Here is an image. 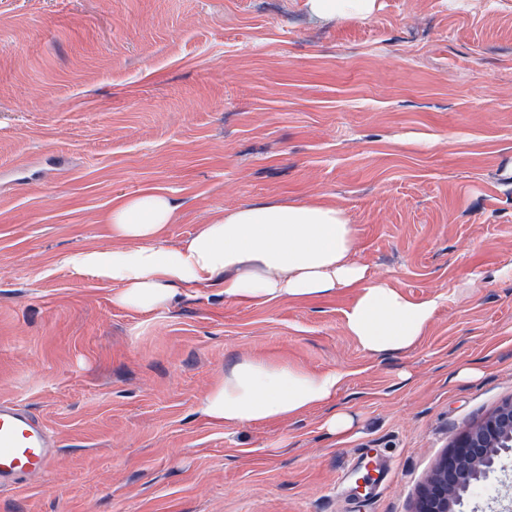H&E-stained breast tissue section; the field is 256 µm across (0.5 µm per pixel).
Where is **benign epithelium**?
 Returning a JSON list of instances; mask_svg holds the SVG:
<instances>
[{
    "mask_svg": "<svg viewBox=\"0 0 512 512\" xmlns=\"http://www.w3.org/2000/svg\"><path fill=\"white\" fill-rule=\"evenodd\" d=\"M509 456L512 399L468 427L441 457L419 493L415 512H459L469 489L505 471L503 460Z\"/></svg>",
    "mask_w": 512,
    "mask_h": 512,
    "instance_id": "obj_1",
    "label": "benign epithelium"
}]
</instances>
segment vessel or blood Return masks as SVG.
I'll return each instance as SVG.
<instances>
[{
	"instance_id": "obj_1",
	"label": "vessel or blood",
	"mask_w": 512,
	"mask_h": 512,
	"mask_svg": "<svg viewBox=\"0 0 512 512\" xmlns=\"http://www.w3.org/2000/svg\"><path fill=\"white\" fill-rule=\"evenodd\" d=\"M58 454L43 422L30 410L0 401V490L25 487L46 474Z\"/></svg>"
}]
</instances>
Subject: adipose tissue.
<instances>
[{
    "instance_id": "ef3b65f1",
    "label": "adipose tissue",
    "mask_w": 512,
    "mask_h": 512,
    "mask_svg": "<svg viewBox=\"0 0 512 512\" xmlns=\"http://www.w3.org/2000/svg\"><path fill=\"white\" fill-rule=\"evenodd\" d=\"M174 218L166 196L146 193L112 209V234L128 249L88 248L65 256L75 273L116 285L117 306L149 314L187 290L222 286L226 300L263 304L305 301L350 289L348 334L367 352L399 353L422 338L439 301L415 300L369 279L351 262L355 230L336 209L248 205L207 224L184 245H163ZM344 380L277 360H242L207 395L203 412L217 424L285 420L327 404Z\"/></svg>"
}]
</instances>
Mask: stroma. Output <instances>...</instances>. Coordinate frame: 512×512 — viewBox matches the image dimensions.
<instances>
[{
  "label": "stroma",
  "mask_w": 512,
  "mask_h": 512,
  "mask_svg": "<svg viewBox=\"0 0 512 512\" xmlns=\"http://www.w3.org/2000/svg\"><path fill=\"white\" fill-rule=\"evenodd\" d=\"M147 190L176 206L172 248L244 205L336 209L351 261L438 309L373 355L343 291L116 306L61 259L127 247L112 208ZM244 358L345 381L286 421L214 424ZM511 398L512 0H0V401L59 444L0 512H414ZM316 9L321 13L343 16H365L370 0H313Z\"/></svg>",
  "instance_id": "stroma-1"
}]
</instances>
